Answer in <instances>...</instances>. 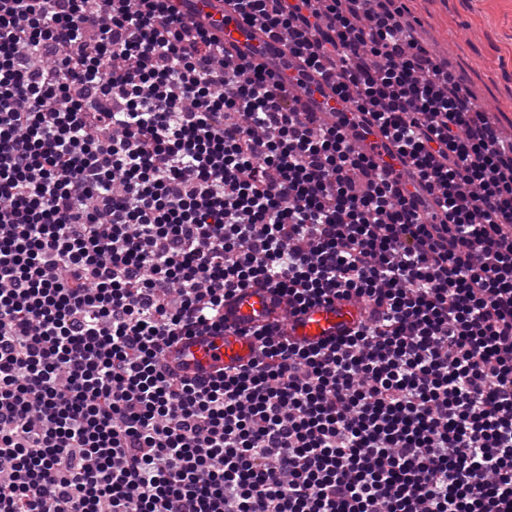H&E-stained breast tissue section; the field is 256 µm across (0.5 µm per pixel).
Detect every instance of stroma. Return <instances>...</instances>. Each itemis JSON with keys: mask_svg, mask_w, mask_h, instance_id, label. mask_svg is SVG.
Returning a JSON list of instances; mask_svg holds the SVG:
<instances>
[{"mask_svg": "<svg viewBox=\"0 0 512 512\" xmlns=\"http://www.w3.org/2000/svg\"><path fill=\"white\" fill-rule=\"evenodd\" d=\"M420 37L512 132V0H409Z\"/></svg>", "mask_w": 512, "mask_h": 512, "instance_id": "obj_1", "label": "stroma"}]
</instances>
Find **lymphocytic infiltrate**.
I'll use <instances>...</instances> for the list:
<instances>
[{"label":"lymphocytic infiltrate","mask_w":512,"mask_h":512,"mask_svg":"<svg viewBox=\"0 0 512 512\" xmlns=\"http://www.w3.org/2000/svg\"><path fill=\"white\" fill-rule=\"evenodd\" d=\"M0 0V512H512V136L405 0ZM268 289L318 343L166 359ZM202 11L214 19H224V25L215 26L212 33L226 45H235L241 53L258 59L268 71L282 75L286 85L288 77L296 75L299 62L288 55L286 42L270 38L258 24L241 21L224 0H207ZM307 87L310 92L307 95L308 106L314 111H322L326 108L327 104L331 107L336 106V94L331 86L323 82L319 78H315L310 82ZM357 319V311L350 306L318 305L301 316L296 328L285 323V330L300 340L316 342L329 336H339L351 328Z\"/></svg>","instance_id":"1"}]
</instances>
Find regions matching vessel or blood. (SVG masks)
Segmentation results:
<instances>
[{"instance_id":"vessel-or-blood-1","label":"vessel or blood","mask_w":512,"mask_h":512,"mask_svg":"<svg viewBox=\"0 0 512 512\" xmlns=\"http://www.w3.org/2000/svg\"><path fill=\"white\" fill-rule=\"evenodd\" d=\"M204 12L219 19L213 33L228 45L237 46L241 53L258 59L269 71L288 78L297 73V62L288 54V45L270 38L259 25L241 21L224 0H206ZM307 103L314 111H322L335 104L336 95L322 80L308 85ZM269 308L266 291L248 288L238 294L232 305L231 317L239 326L246 327L264 322ZM357 311L350 306L318 305L302 315L299 324H286V331L308 342L341 335L351 328ZM252 353L249 340L239 336H195L171 347L170 357L187 364L190 372L209 375L218 369L246 363Z\"/></svg>"}]
</instances>
